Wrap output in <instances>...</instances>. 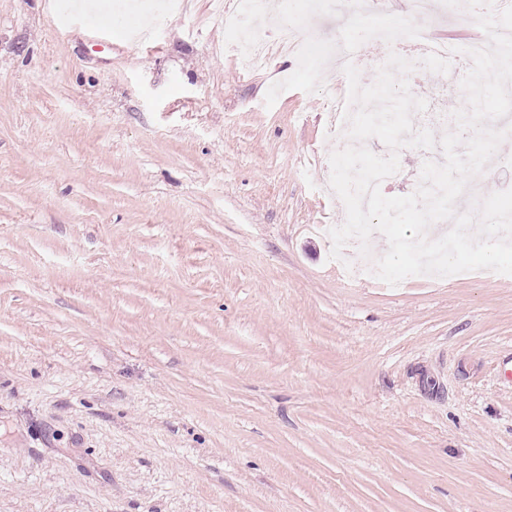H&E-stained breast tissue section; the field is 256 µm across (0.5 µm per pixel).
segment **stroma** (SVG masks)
I'll return each instance as SVG.
<instances>
[{
	"label": "stroma",
	"instance_id": "1",
	"mask_svg": "<svg viewBox=\"0 0 512 512\" xmlns=\"http://www.w3.org/2000/svg\"><path fill=\"white\" fill-rule=\"evenodd\" d=\"M82 2L0 0V512H512V278L349 282L267 24L248 72L236 0ZM251 2V9L249 10H237V14L233 16H225L223 15L224 27L229 30H233L235 33L234 40L229 44V48L235 53H242V43L240 39V34L242 33V26L240 24V16L243 14H255L262 5L265 4L263 0H243Z\"/></svg>",
	"mask_w": 512,
	"mask_h": 512
}]
</instances>
